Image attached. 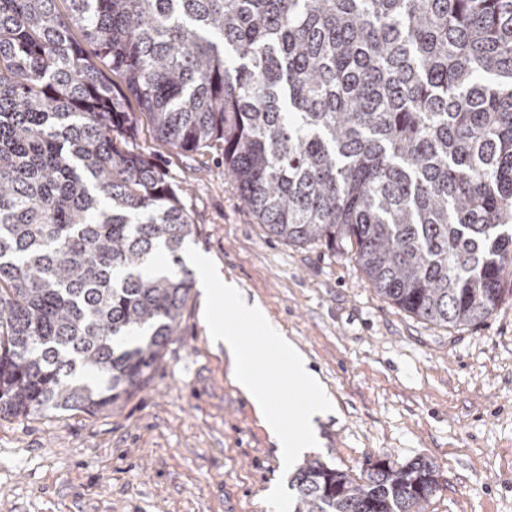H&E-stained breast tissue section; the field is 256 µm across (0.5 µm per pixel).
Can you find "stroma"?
<instances>
[{
	"instance_id": "35a3bbf8",
	"label": "stroma",
	"mask_w": 512,
	"mask_h": 512,
	"mask_svg": "<svg viewBox=\"0 0 512 512\" xmlns=\"http://www.w3.org/2000/svg\"><path fill=\"white\" fill-rule=\"evenodd\" d=\"M197 230L195 254L259 299L336 402L308 458L340 470L424 459L442 475L426 512H512V297L484 321L425 322L382 299L350 257L267 234L221 153L187 157L141 127ZM192 288L151 381L109 413L0 420V512H277L293 471L233 385Z\"/></svg>"
}]
</instances>
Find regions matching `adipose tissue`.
<instances>
[{"mask_svg": "<svg viewBox=\"0 0 512 512\" xmlns=\"http://www.w3.org/2000/svg\"><path fill=\"white\" fill-rule=\"evenodd\" d=\"M202 271L201 314L209 326L213 345L223 347L224 360L234 384L251 403L262 428L278 448L281 459L295 464L319 442L318 421L333 409V399L308 356L272 324L259 300L245 295L235 280L221 277L214 265L199 257ZM233 321H226L225 308ZM277 360L286 383L303 394L297 414H289L272 398L261 379L263 355Z\"/></svg>", "mask_w": 512, "mask_h": 512, "instance_id": "adipose-tissue-1", "label": "adipose tissue"}]
</instances>
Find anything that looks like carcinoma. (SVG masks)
I'll return each mask as SVG.
<instances>
[{
  "label": "carcinoma",
  "mask_w": 512,
  "mask_h": 512,
  "mask_svg": "<svg viewBox=\"0 0 512 512\" xmlns=\"http://www.w3.org/2000/svg\"><path fill=\"white\" fill-rule=\"evenodd\" d=\"M143 118L409 314L467 326L512 296V0H0L1 420L112 411L178 335L196 224ZM440 478L312 460L295 512H425Z\"/></svg>",
  "instance_id": "carcinoma-1"
}]
</instances>
